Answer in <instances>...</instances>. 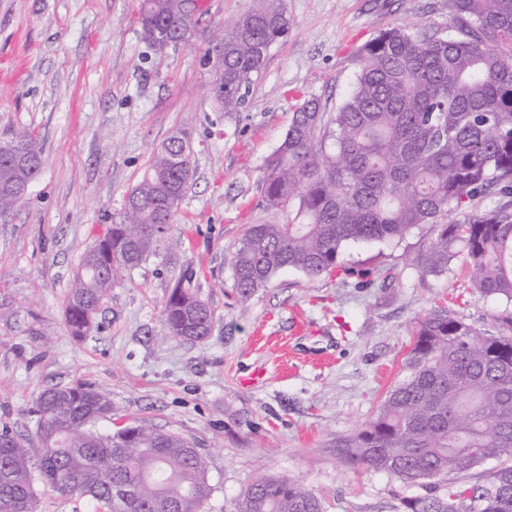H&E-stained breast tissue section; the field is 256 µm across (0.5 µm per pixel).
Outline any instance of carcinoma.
<instances>
[{"mask_svg": "<svg viewBox=\"0 0 512 512\" xmlns=\"http://www.w3.org/2000/svg\"><path fill=\"white\" fill-rule=\"evenodd\" d=\"M456 34L438 36L394 26L357 51L354 84L334 112L312 96L293 112L259 182L272 209L296 205L284 223L251 224L234 245L233 289L248 301L278 271L310 278L333 271L341 248L358 241L402 239L437 224L421 255L429 273L448 271L462 253L473 287L512 301V0H453ZM142 40L159 60L169 46L159 25L190 36L184 0H141ZM292 25L286 0L259 6L224 24L217 38L210 92L226 114L239 112L271 48ZM505 45L508 51L498 49ZM26 164L0 155V212L23 201L1 190L32 181L42 166L36 138L12 141ZM194 176L186 136L154 155L105 234L81 257L67 303L69 333H90L83 311L105 298L107 277L119 280L166 237ZM494 199L491 206L486 199ZM509 335L483 336L445 309L418 321L410 374L387 392L376 417L338 445L347 461L385 472L425 493L403 512H512V318ZM213 312L177 280L162 311L164 335L204 342ZM34 413L40 441L0 429V512H37L36 486L61 497H88L105 512H206L215 491L193 441L145 421L115 431L80 424L89 413L112 416L108 392L85 382L43 390ZM504 459L488 485L445 488L429 481ZM132 496L116 499L119 487ZM240 512H324L301 483L274 475L251 482Z\"/></svg>", "mask_w": 512, "mask_h": 512, "instance_id": "1", "label": "carcinoma"}]
</instances>
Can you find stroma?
<instances>
[{"instance_id":"obj_1","label":"stroma","mask_w":512,"mask_h":512,"mask_svg":"<svg viewBox=\"0 0 512 512\" xmlns=\"http://www.w3.org/2000/svg\"><path fill=\"white\" fill-rule=\"evenodd\" d=\"M293 25L271 49L242 112L227 115L205 87L207 50L255 0H206L187 42L156 61L142 40L139 0H0V142L20 131L43 146L24 202L0 217V428L31 435L46 388H104L112 423L146 421L190 438L216 490L206 512H237L256 477L283 476L325 512H401L421 494L352 465L338 441L375 418L409 373L419 318L446 308L484 335L504 332L512 302L471 285L462 258L446 273L419 258L431 226L391 242L346 244L340 267L317 279L287 268L250 301L233 293L231 247L248 225L284 221L258 182L295 109L320 97L335 110L358 49L397 25L447 35L451 0H286ZM192 147L194 177L160 249L112 288L98 328L72 338L65 298L83 251L108 231L154 152L176 133ZM214 313L211 336L162 335L161 314L185 269ZM367 268L389 280L361 282Z\"/></svg>"}]
</instances>
